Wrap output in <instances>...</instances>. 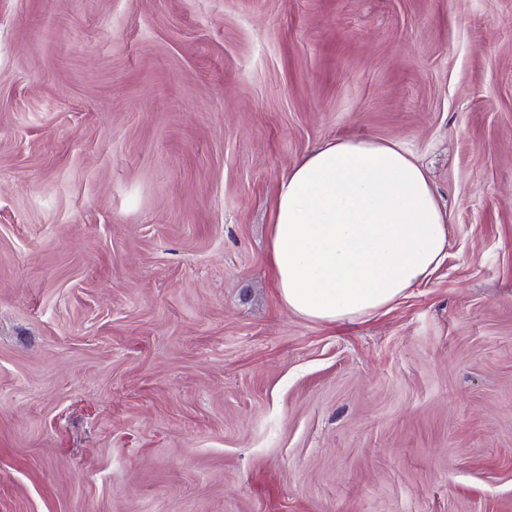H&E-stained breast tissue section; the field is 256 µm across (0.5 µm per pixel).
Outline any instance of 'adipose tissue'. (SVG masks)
Here are the masks:
<instances>
[{
    "mask_svg": "<svg viewBox=\"0 0 512 512\" xmlns=\"http://www.w3.org/2000/svg\"><path fill=\"white\" fill-rule=\"evenodd\" d=\"M270 241L284 307L346 323L389 307L441 264L448 220L425 168L401 146L341 138L280 182Z\"/></svg>",
    "mask_w": 512,
    "mask_h": 512,
    "instance_id": "obj_1",
    "label": "adipose tissue"
}]
</instances>
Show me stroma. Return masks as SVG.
Masks as SVG:
<instances>
[{"label":"stroma","mask_w":512,"mask_h":512,"mask_svg":"<svg viewBox=\"0 0 512 512\" xmlns=\"http://www.w3.org/2000/svg\"><path fill=\"white\" fill-rule=\"evenodd\" d=\"M349 137L448 255L327 325L270 226ZM0 512H512V0H0Z\"/></svg>","instance_id":"35a3bbf8"}]
</instances>
